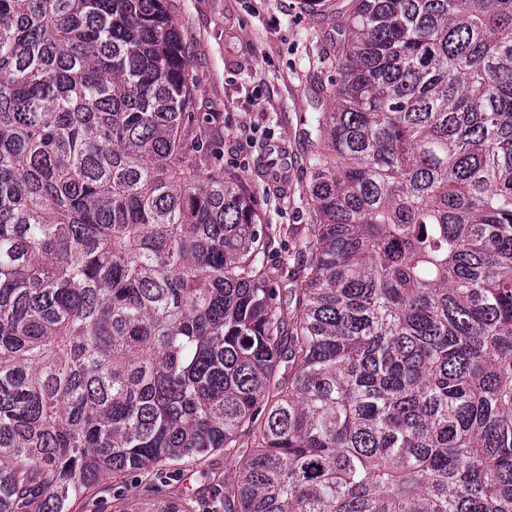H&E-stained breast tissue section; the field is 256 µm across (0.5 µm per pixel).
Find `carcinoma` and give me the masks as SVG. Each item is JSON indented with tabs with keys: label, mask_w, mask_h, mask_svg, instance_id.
Here are the masks:
<instances>
[{
	"label": "carcinoma",
	"mask_w": 512,
	"mask_h": 512,
	"mask_svg": "<svg viewBox=\"0 0 512 512\" xmlns=\"http://www.w3.org/2000/svg\"><path fill=\"white\" fill-rule=\"evenodd\" d=\"M339 17L290 272L164 0H0V512H512V0ZM236 465L231 458L224 456V451L210 455L200 464L189 467L176 480H159L151 471H142L135 478L127 479L121 484L108 479L100 486L92 501L81 503L76 512H113L112 502L117 495L136 496L141 499H152L162 496L180 497L182 494L207 495L208 489L214 485H223L225 480H233ZM200 471L204 472V475Z\"/></svg>",
	"instance_id": "1"
}]
</instances>
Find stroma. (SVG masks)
Returning a JSON list of instances; mask_svg holds the SVG:
<instances>
[{"instance_id": "stroma-1", "label": "stroma", "mask_w": 512, "mask_h": 512, "mask_svg": "<svg viewBox=\"0 0 512 512\" xmlns=\"http://www.w3.org/2000/svg\"><path fill=\"white\" fill-rule=\"evenodd\" d=\"M200 77L197 109L216 113L225 139L247 133L244 151H225V166L261 191L265 223L276 230L273 260L296 263L291 230L315 217L300 187L303 126L316 103L336 88L338 10L349 0L314 11L302 0H168ZM236 465L215 453L180 478L159 480L141 472L126 483L106 480L79 512H113L116 496L141 499L206 495L234 479Z\"/></svg>"}]
</instances>
